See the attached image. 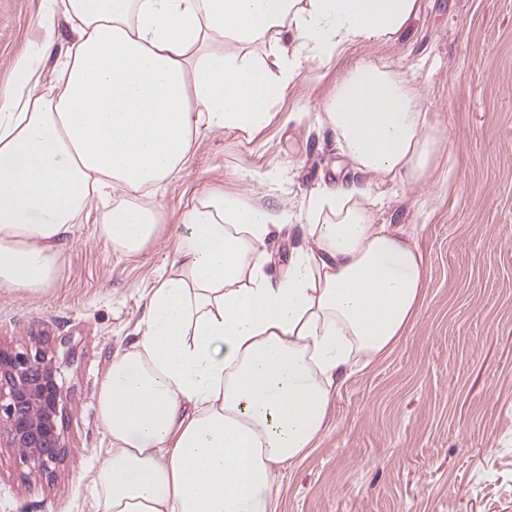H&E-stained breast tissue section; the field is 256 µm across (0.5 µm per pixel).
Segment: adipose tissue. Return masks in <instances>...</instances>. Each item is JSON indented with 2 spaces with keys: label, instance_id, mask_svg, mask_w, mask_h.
<instances>
[{
  "label": "adipose tissue",
  "instance_id": "adipose-tissue-1",
  "mask_svg": "<svg viewBox=\"0 0 512 512\" xmlns=\"http://www.w3.org/2000/svg\"><path fill=\"white\" fill-rule=\"evenodd\" d=\"M417 0H45L74 40L55 91L48 57L17 62L25 87L0 112V288L53 287L78 225L122 255L160 233L156 198L204 132L252 135L312 62L395 39ZM355 172L417 183L444 149L405 74L349 68L318 115ZM378 197L320 183L304 245L278 260L286 212L210 195L179 217L170 270L134 342L95 396L112 450L102 512H276L280 467L305 459L359 363L389 354L415 319L426 260L374 219Z\"/></svg>",
  "mask_w": 512,
  "mask_h": 512
}]
</instances>
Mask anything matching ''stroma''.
<instances>
[{"mask_svg": "<svg viewBox=\"0 0 512 512\" xmlns=\"http://www.w3.org/2000/svg\"><path fill=\"white\" fill-rule=\"evenodd\" d=\"M43 5L0 0V109L21 89L19 59L52 42L41 79L50 88L56 53L73 40L65 17L43 27ZM365 60L412 76L446 143L428 178L382 187L381 221L405 228L425 256L424 300L391 353L345 378L316 448L280 471L278 512H512V0H418L395 40L309 64L258 132L200 135L140 254L114 253L83 224L44 296L0 288V347H39L66 401L53 476L0 447V512H100L93 479L111 444L95 393L174 257L180 214L214 193L260 197L289 216L276 254L303 244L308 192L354 177L317 107Z\"/></svg>", "mask_w": 512, "mask_h": 512, "instance_id": "obj_1", "label": "stroma"}]
</instances>
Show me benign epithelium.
Returning <instances> with one entry per match:
<instances>
[{
    "mask_svg": "<svg viewBox=\"0 0 512 512\" xmlns=\"http://www.w3.org/2000/svg\"><path fill=\"white\" fill-rule=\"evenodd\" d=\"M64 410L57 369L41 350L0 348V445L30 471L49 475L60 462Z\"/></svg>",
    "mask_w": 512,
    "mask_h": 512,
    "instance_id": "7a95c632",
    "label": "benign epithelium"
}]
</instances>
